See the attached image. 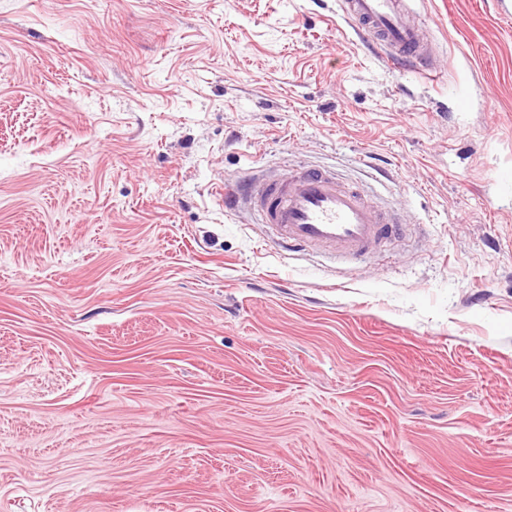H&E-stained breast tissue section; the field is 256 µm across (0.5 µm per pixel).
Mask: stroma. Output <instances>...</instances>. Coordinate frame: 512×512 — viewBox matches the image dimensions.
Instances as JSON below:
<instances>
[{
	"label": "stroma",
	"mask_w": 512,
	"mask_h": 512,
	"mask_svg": "<svg viewBox=\"0 0 512 512\" xmlns=\"http://www.w3.org/2000/svg\"><path fill=\"white\" fill-rule=\"evenodd\" d=\"M0 0V512H512V0ZM298 166L402 234L283 248ZM409 0H342L341 10L391 70L422 69L431 47Z\"/></svg>",
	"instance_id": "1"
}]
</instances>
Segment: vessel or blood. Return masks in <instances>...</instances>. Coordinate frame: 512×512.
Masks as SVG:
<instances>
[{
    "instance_id": "1",
    "label": "vessel or blood",
    "mask_w": 512,
    "mask_h": 512,
    "mask_svg": "<svg viewBox=\"0 0 512 512\" xmlns=\"http://www.w3.org/2000/svg\"><path fill=\"white\" fill-rule=\"evenodd\" d=\"M410 0H341V10L359 36L393 70L427 66L431 47L409 8ZM226 209L250 201L279 244L363 255L395 238L400 228L385 219L356 184L335 172L302 167L286 176L238 188L220 184Z\"/></svg>"
}]
</instances>
